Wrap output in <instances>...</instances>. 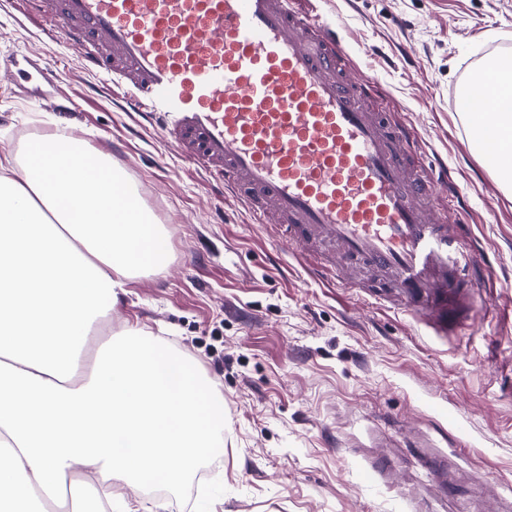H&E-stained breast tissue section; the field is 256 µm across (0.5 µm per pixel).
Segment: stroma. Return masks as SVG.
Listing matches in <instances>:
<instances>
[{"label":"stroma","mask_w":512,"mask_h":512,"mask_svg":"<svg viewBox=\"0 0 512 512\" xmlns=\"http://www.w3.org/2000/svg\"><path fill=\"white\" fill-rule=\"evenodd\" d=\"M358 73L448 167L495 266L463 332L439 336L396 301L316 277L220 184L125 111L73 50L0 0V154L64 126L111 146L170 243L99 342L125 325L194 358L224 395V451L183 484L135 486L133 512H512V182L451 110L481 59L512 54V0H313ZM55 81L41 80L42 69Z\"/></svg>","instance_id":"35a3bbf8"}]
</instances>
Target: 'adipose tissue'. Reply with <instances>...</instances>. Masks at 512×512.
<instances>
[{
    "label": "adipose tissue",
    "instance_id": "obj_1",
    "mask_svg": "<svg viewBox=\"0 0 512 512\" xmlns=\"http://www.w3.org/2000/svg\"><path fill=\"white\" fill-rule=\"evenodd\" d=\"M61 131L0 156V512L89 478L107 501L160 475L181 485L224 446V398L198 363L128 326L91 354L104 300L164 270L168 240L126 179Z\"/></svg>",
    "mask_w": 512,
    "mask_h": 512
}]
</instances>
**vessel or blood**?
Masks as SVG:
<instances>
[{"label":"vessel or blood","mask_w":512,"mask_h":512,"mask_svg":"<svg viewBox=\"0 0 512 512\" xmlns=\"http://www.w3.org/2000/svg\"><path fill=\"white\" fill-rule=\"evenodd\" d=\"M46 30L127 91L131 111L238 196L254 220L340 277L384 274L408 309L447 327L460 291L493 264L462 249L447 173L423 160L378 81L301 0H30ZM453 109L485 150L511 137L473 72Z\"/></svg>","instance_id":"vessel-or-blood-1"}]
</instances>
